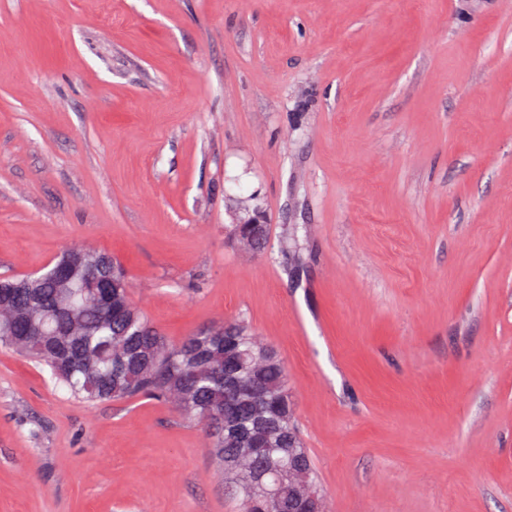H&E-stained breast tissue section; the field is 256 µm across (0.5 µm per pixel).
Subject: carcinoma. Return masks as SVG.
<instances>
[{"mask_svg": "<svg viewBox=\"0 0 512 512\" xmlns=\"http://www.w3.org/2000/svg\"><path fill=\"white\" fill-rule=\"evenodd\" d=\"M94 274L80 268L67 283L38 275V287L21 288V279H1L18 312L0 318V342L47 368L51 379L88 403L151 397L201 427L220 477L241 512L265 493L278 467L294 459L312 469L286 389L287 373L274 349L241 320L219 323L222 335L191 334L168 341L117 283L127 305L116 312L94 299ZM228 376L252 377L262 394L277 401L275 411L255 422L248 397L226 396ZM261 433L272 450L253 469H242L229 435Z\"/></svg>", "mask_w": 512, "mask_h": 512, "instance_id": "cac0c4a2", "label": "carcinoma"}]
</instances>
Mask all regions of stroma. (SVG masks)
<instances>
[{
  "label": "stroma",
  "mask_w": 512,
  "mask_h": 512,
  "mask_svg": "<svg viewBox=\"0 0 512 512\" xmlns=\"http://www.w3.org/2000/svg\"><path fill=\"white\" fill-rule=\"evenodd\" d=\"M80 244L168 340L276 350L324 512H512L501 0H0V277ZM0 512L239 504L168 405L0 346ZM266 223L265 214L259 210L239 222L234 236L239 246L253 254L259 253L261 246L264 244Z\"/></svg>",
  "instance_id": "1"
}]
</instances>
